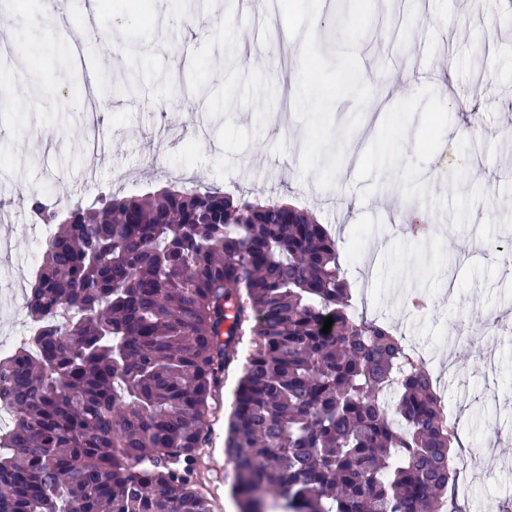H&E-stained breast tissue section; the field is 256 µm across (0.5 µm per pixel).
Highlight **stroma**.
<instances>
[{"label":"stroma","mask_w":512,"mask_h":512,"mask_svg":"<svg viewBox=\"0 0 512 512\" xmlns=\"http://www.w3.org/2000/svg\"><path fill=\"white\" fill-rule=\"evenodd\" d=\"M13 0L0 10V261L31 280L42 229L20 195L64 210L197 181L280 197L338 240L357 313L423 346L464 424L470 512L512 507V11L502 0ZM119 30L121 46L54 27ZM448 69L413 92V64ZM476 130L455 138L463 112ZM358 198L347 205L346 195ZM427 296L426 307L411 304ZM230 370L199 451L213 512H239L224 456Z\"/></svg>","instance_id":"35a3bbf8"}]
</instances>
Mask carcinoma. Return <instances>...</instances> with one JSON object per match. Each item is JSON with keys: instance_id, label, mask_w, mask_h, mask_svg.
Listing matches in <instances>:
<instances>
[{"instance_id": "1", "label": "carcinoma", "mask_w": 512, "mask_h": 512, "mask_svg": "<svg viewBox=\"0 0 512 512\" xmlns=\"http://www.w3.org/2000/svg\"><path fill=\"white\" fill-rule=\"evenodd\" d=\"M0 358V512H211L215 393L243 512H455L459 434L425 363L351 311L336 239L280 200L163 187L76 204ZM332 317L329 333L321 332Z\"/></svg>"}]
</instances>
